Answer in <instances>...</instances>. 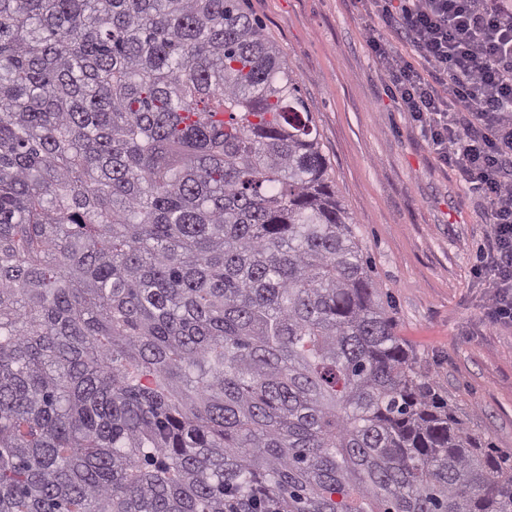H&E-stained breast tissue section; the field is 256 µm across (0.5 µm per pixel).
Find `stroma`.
Wrapping results in <instances>:
<instances>
[{"instance_id":"stroma-1","label":"stroma","mask_w":512,"mask_h":512,"mask_svg":"<svg viewBox=\"0 0 512 512\" xmlns=\"http://www.w3.org/2000/svg\"><path fill=\"white\" fill-rule=\"evenodd\" d=\"M300 77L372 277L435 393L490 451L512 449V324L474 271L481 197L442 165L386 87L359 0H246Z\"/></svg>"}]
</instances>
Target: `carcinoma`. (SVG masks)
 <instances>
[{
	"instance_id": "obj_1",
	"label": "carcinoma",
	"mask_w": 512,
	"mask_h": 512,
	"mask_svg": "<svg viewBox=\"0 0 512 512\" xmlns=\"http://www.w3.org/2000/svg\"><path fill=\"white\" fill-rule=\"evenodd\" d=\"M242 0H0V512H512Z\"/></svg>"
}]
</instances>
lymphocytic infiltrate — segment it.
Segmentation results:
<instances>
[{
    "mask_svg": "<svg viewBox=\"0 0 512 512\" xmlns=\"http://www.w3.org/2000/svg\"><path fill=\"white\" fill-rule=\"evenodd\" d=\"M366 45L402 111L430 134L439 161L484 202L491 248L475 275L489 318L512 322V0H360ZM400 34L417 57L392 49ZM428 73H421L419 63Z\"/></svg>",
    "mask_w": 512,
    "mask_h": 512,
    "instance_id": "obj_1",
    "label": "lymphocytic infiltrate"
}]
</instances>
